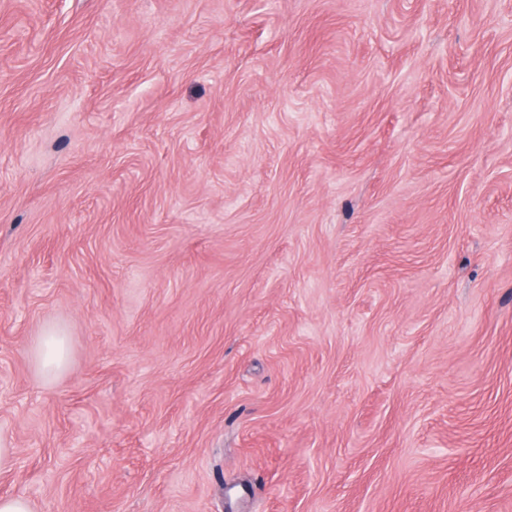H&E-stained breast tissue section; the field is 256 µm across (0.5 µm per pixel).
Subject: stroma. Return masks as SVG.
Returning <instances> with one entry per match:
<instances>
[{
	"label": "stroma",
	"instance_id": "stroma-1",
	"mask_svg": "<svg viewBox=\"0 0 512 512\" xmlns=\"http://www.w3.org/2000/svg\"><path fill=\"white\" fill-rule=\"evenodd\" d=\"M0 445L34 512H512V0H0ZM42 335L37 348V356L42 369L48 372L62 369L66 359L62 334L55 328H47Z\"/></svg>",
	"mask_w": 512,
	"mask_h": 512
}]
</instances>
